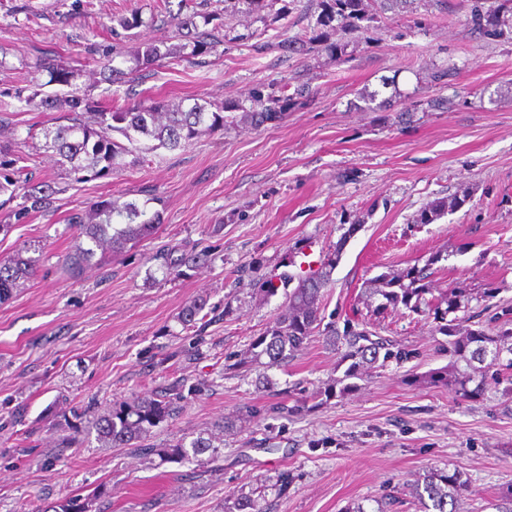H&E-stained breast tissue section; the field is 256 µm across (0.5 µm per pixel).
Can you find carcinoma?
<instances>
[{
    "instance_id": "1",
    "label": "carcinoma",
    "mask_w": 512,
    "mask_h": 512,
    "mask_svg": "<svg viewBox=\"0 0 512 512\" xmlns=\"http://www.w3.org/2000/svg\"><path fill=\"white\" fill-rule=\"evenodd\" d=\"M224 22L213 24L211 13L193 12L181 22V28L198 30L197 19L203 25H212L204 30L193 42L192 54H205L220 44L249 38L247 34L236 33L237 5H246L247 13L255 21L267 23L266 11L272 10L278 0H224ZM320 9L319 22L328 26L334 22L340 24L343 32H350L356 20L365 12L364 0H317ZM270 49L284 53L292 51L303 55L309 51L308 41L283 39L278 43L261 42L254 44V50L262 54ZM174 54L173 48L164 41L144 42L141 46L129 50L125 46L112 49V55L101 63V70L112 73V82L124 79L127 72L142 65H150L167 59ZM133 63L135 67L122 69V65ZM290 82L271 89L267 95L257 90L252 93L251 101L265 103L264 110L257 112L246 107L243 99L224 101L217 110L212 104L195 99L188 103L184 99L158 100L146 106L128 110L108 109L97 105L87 91L74 88L64 96L42 95L40 87H35L27 96L17 95L19 103L26 107H41L61 112H72V124L66 126H45L41 129L42 149L58 157L59 164L75 182L101 178L126 165L125 157L133 156L138 150L140 137H147L156 144L153 148L174 150L185 148L205 132L222 131L231 123L242 119L254 126L279 118L288 105L296 98L309 93L308 86L299 84L288 92ZM120 134L125 142L113 137ZM466 198L454 197L437 199L425 205L416 215L414 223L433 224L448 212L460 208ZM78 237L85 238L87 245L79 246L67 258L71 273L78 276L95 264L98 254H111L116 257L122 253L125 245L140 239L154 228L153 219L146 218V212L134 202L112 199L93 204L83 215L70 219ZM362 227L352 223L336 242L333 250L325 256L321 271L299 279L288 298V307L273 325L267 335L260 337L254 347L260 354L269 358V365H278L288 360L305 340L322 323L318 301L322 288L330 281V276L342 255L348 239ZM37 259L23 256V252L0 261V302L9 300L20 282L29 279L36 270ZM430 267L416 265L398 272L381 275L378 280L382 287L376 289L382 302L375 307L376 313L400 306L413 313H430L436 322L439 333L450 337L448 348L454 354L466 356L483 363L480 370L462 371L448 380V386L463 399H476L483 391L488 377L500 383H506V390L512 391V306L502 305L492 319L497 322V331L489 334L485 330L461 326L463 319L455 316L462 308L463 291L451 290L432 302L425 298L431 293L428 278ZM332 336L342 335L347 344L344 357L353 359L346 376L354 375L363 365L375 366L377 362L394 361L401 363L410 357L409 351L390 340L372 339L373 332L349 318L344 319L343 331H338L335 323L327 326ZM176 398L167 395H144L131 401L115 403L100 410L91 422V428L97 433L98 440L107 448H129L133 452L150 456L154 448H144L138 444L140 438L153 427L158 426L174 414ZM211 451V458L217 459L220 448L202 438L190 442V446L177 444L165 448L160 454L168 459H185L189 455H198ZM464 480L459 474H447L441 471L428 473L423 483L416 488L418 498H428L434 512H460L459 501ZM264 496L240 497L235 499V512H267L262 503ZM90 500L80 496L64 499L53 506V512H90Z\"/></svg>"
}]
</instances>
